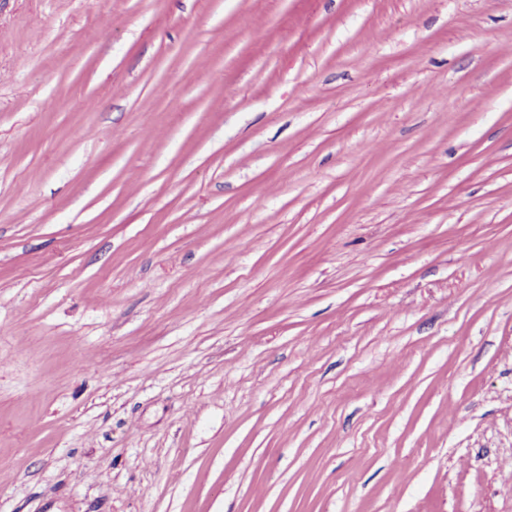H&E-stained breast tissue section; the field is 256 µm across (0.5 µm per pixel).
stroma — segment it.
Here are the masks:
<instances>
[{"label":"stroma","instance_id":"35a3bbf8","mask_svg":"<svg viewBox=\"0 0 512 512\" xmlns=\"http://www.w3.org/2000/svg\"><path fill=\"white\" fill-rule=\"evenodd\" d=\"M0 512H512V0H0Z\"/></svg>","mask_w":512,"mask_h":512}]
</instances>
